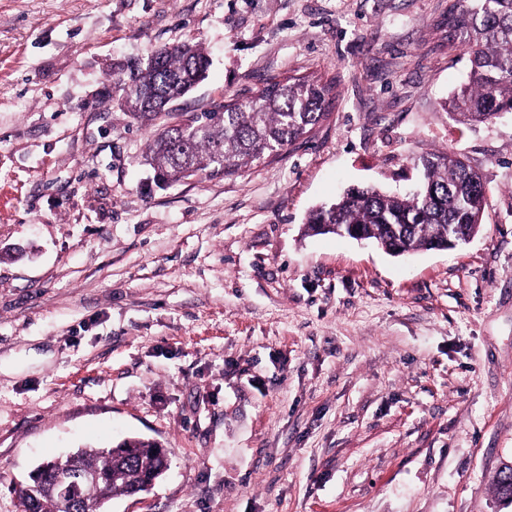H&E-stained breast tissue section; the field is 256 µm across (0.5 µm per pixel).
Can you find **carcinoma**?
I'll use <instances>...</instances> for the list:
<instances>
[{
    "instance_id": "obj_1",
    "label": "carcinoma",
    "mask_w": 512,
    "mask_h": 512,
    "mask_svg": "<svg viewBox=\"0 0 512 512\" xmlns=\"http://www.w3.org/2000/svg\"><path fill=\"white\" fill-rule=\"evenodd\" d=\"M448 27L467 48L468 82L451 100L466 124L512 112V0H453ZM155 65L128 62L112 71V92L121 111L152 122L172 118L151 138L145 161L164 182L226 175L264 157L278 155L324 121L331 85L305 77L266 83L245 101L230 99L221 111L206 112L185 124L168 107L205 78L209 59L199 43L160 48ZM419 189L388 194L376 186L352 187L335 202L312 210L307 231L333 234L354 227L387 252L404 255L432 250L448 225L463 240L478 231L487 202L483 176L451 152L417 160ZM153 439L132 436L107 447L85 446L42 466L39 478L19 490V512H67L53 490L55 477L75 482L72 512H105L115 495L134 496L165 471L167 452Z\"/></svg>"
}]
</instances>
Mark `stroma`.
<instances>
[{"instance_id":"stroma-1","label":"stroma","mask_w":512,"mask_h":512,"mask_svg":"<svg viewBox=\"0 0 512 512\" xmlns=\"http://www.w3.org/2000/svg\"><path fill=\"white\" fill-rule=\"evenodd\" d=\"M449 2L0 0V512L36 467L130 435L168 469L107 512H512V113L451 114ZM191 41L211 66L179 113L323 76L329 119L157 186L112 67ZM448 150L486 182L466 245L307 233Z\"/></svg>"}]
</instances>
